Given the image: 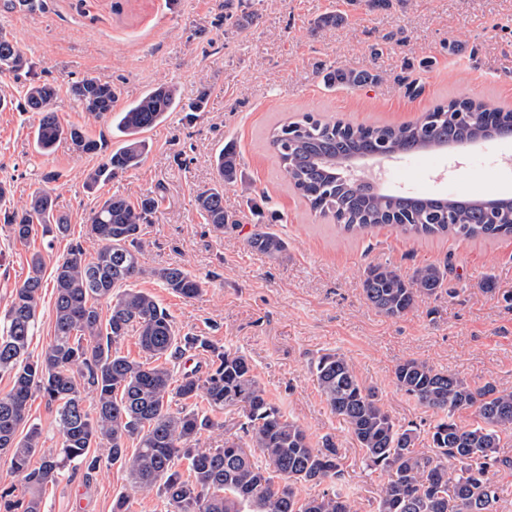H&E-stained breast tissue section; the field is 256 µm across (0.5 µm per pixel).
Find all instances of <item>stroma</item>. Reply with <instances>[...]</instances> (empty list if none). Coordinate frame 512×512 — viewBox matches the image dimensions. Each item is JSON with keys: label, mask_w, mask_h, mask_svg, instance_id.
I'll return each mask as SVG.
<instances>
[{"label": "stroma", "mask_w": 512, "mask_h": 512, "mask_svg": "<svg viewBox=\"0 0 512 512\" xmlns=\"http://www.w3.org/2000/svg\"><path fill=\"white\" fill-rule=\"evenodd\" d=\"M344 13L345 25L319 29V16ZM0 29L26 49L29 75L0 77V183L11 192L0 203V317L13 289L29 273L33 254L51 279L59 256L73 244L87 253L91 211L111 196L139 201L154 192L159 205L144 225L143 262L178 265L197 277L200 295L185 299L144 276L136 288L152 294L181 332L207 337L251 360L271 399L297 419L313 441L332 436L343 457L344 484L356 512H376L383 476L367 469L343 422L323 402L309 369L313 356L337 350L359 379L374 388L398 424H416L419 447L434 413L401 392L394 369L418 358L475 385L512 390V238L492 241L422 239L391 226L359 236L341 233L311 213L289 185L270 130L304 112L355 124L417 121L433 106L468 96L512 109V0H392L369 9L364 0H41L35 11L0 6ZM379 74L378 82L330 87L327 68ZM91 77L116 87L119 105L136 102L159 83L176 87L182 102L208 89L204 111H175L146 132L150 151L136 170L86 189L87 174L105 164L121 142L111 119H88L70 93ZM57 89L53 108L63 125L83 127L102 145L78 153L61 138L45 154L33 141L36 114L24 111L30 82ZM235 145L249 194L224 191L238 222L233 232L206 224L197 195L216 181L214 159ZM512 157V139L466 149L402 155L375 165L389 192L469 194L471 182L487 196H512V169L471 165L472 157ZM49 190L70 226L66 237L17 242L6 217L32 192ZM277 213L271 229L287 244L272 257L247 238L262 214ZM450 262L449 290L393 319L370 307L361 281L371 263L404 275ZM492 287H484V280ZM119 465L77 467L47 487L44 512H112L126 488Z\"/></svg>", "instance_id": "stroma-1"}]
</instances>
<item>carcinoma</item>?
I'll return each instance as SVG.
<instances>
[{"label": "carcinoma", "instance_id": "obj_1", "mask_svg": "<svg viewBox=\"0 0 512 512\" xmlns=\"http://www.w3.org/2000/svg\"><path fill=\"white\" fill-rule=\"evenodd\" d=\"M26 67L20 43L0 31V75H16ZM324 78L329 86L358 87L379 76L336 68ZM70 92L94 119L117 112L115 128L123 137L108 161L88 173L89 189L138 168L148 150L141 134L180 105L176 88L166 83L117 111L118 96L108 84L87 77ZM55 95V87L47 83L33 84L26 93L28 111L39 115L34 129L39 152L50 150L64 135L80 154L100 151L98 140L82 127H63L53 110ZM488 130L512 137V110L460 97L401 125H352L305 115L275 127L269 143L310 209L349 234L395 222L402 231L424 238H512V198L392 195L339 177L337 165L344 158L385 150L419 153L468 142ZM216 170L217 184L198 195L197 207L206 223L226 232L238 224L224 209V188L243 182L234 146L218 152ZM157 207L149 193L137 203L113 195L93 210L88 235L99 247L89 257L77 244L57 260L54 337L35 360L28 348L44 288L40 255L32 256L28 276L14 289L0 326V371L11 378L10 389L0 395V456L21 478L25 496L0 489V512H42L48 485L76 466L96 470L104 457L120 464L129 481V491L113 500L112 512H131L136 496L153 491L164 512H355L339 485L340 449L329 439L315 446L308 430L269 398L246 355L222 350L203 336L180 333L154 296L130 287L144 273L142 225L152 223ZM9 225L20 241L37 231L52 238L68 232L64 218L54 216L46 191L32 194ZM248 245L270 256L286 249L285 241L265 224L254 225ZM448 271L446 262L427 264L406 277L391 264L373 263L364 270L363 295L377 312L400 318L448 289ZM151 275L185 299L201 291L199 281L180 266L155 268ZM101 301L105 315L98 307ZM127 336L135 338L150 362L121 354L117 344ZM191 350L208 354L207 375L175 378L171 360ZM311 370L326 405L362 449L366 466L388 476L376 512H492L497 487L488 474L512 471V460L499 452L501 435L512 433V391L489 382L473 386L415 358L399 363L394 370L397 388L437 416L426 451L416 446L417 427L397 424L344 354L325 352ZM82 379L91 388L90 400L83 396ZM37 393L55 407L61 434V446L48 454L41 452V429L29 423L30 401ZM199 398L212 410L237 408L242 436L224 439L222 448L196 447L201 431L222 427L194 404ZM175 399L183 401L177 409L172 408ZM468 409L475 410L476 423L457 424L455 414ZM130 440L136 442L131 453ZM308 485L322 491L300 496L299 488Z\"/></svg>", "mask_w": 512, "mask_h": 512}]
</instances>
